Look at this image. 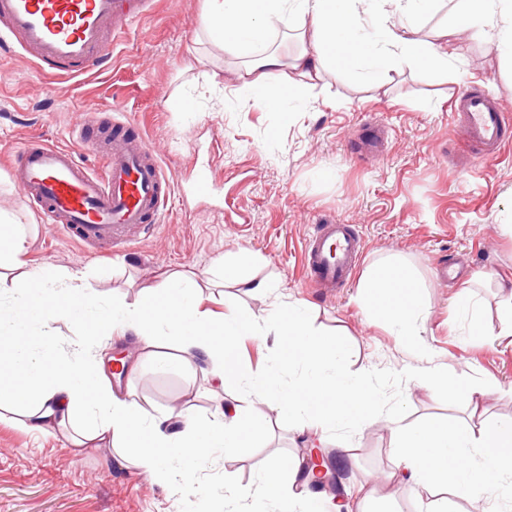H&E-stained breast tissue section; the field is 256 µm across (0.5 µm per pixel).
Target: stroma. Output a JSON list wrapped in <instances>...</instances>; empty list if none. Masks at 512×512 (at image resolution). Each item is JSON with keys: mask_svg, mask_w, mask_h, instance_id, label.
<instances>
[{"mask_svg": "<svg viewBox=\"0 0 512 512\" xmlns=\"http://www.w3.org/2000/svg\"><path fill=\"white\" fill-rule=\"evenodd\" d=\"M203 6L153 0L113 45L110 63L79 78L42 74L0 45V215L25 232L30 266L86 276L106 301L121 304L137 301L167 271L192 277L201 309L215 316L228 302L257 312L302 302L315 329L345 340L346 371L375 372L382 408H399L413 427L436 415L467 421L447 395L404 379L406 367L421 364L408 337L354 300L364 272L394 258L417 281L418 327L433 362L456 382L498 381L503 392L486 398L485 417L512 418V338L471 334L456 307L467 289L485 323L500 326L508 314L498 285L512 280V146L468 175L473 148L450 114L471 86L512 108V58L483 38H462L443 72L393 67L374 87L339 67L303 87L288 108L244 109L232 76L236 59L199 29ZM109 111L145 137L173 185L153 235L85 246L28 204L11 176L10 152L32 136L75 146L83 119ZM202 167L217 184L208 198L190 191ZM321 224L353 225L363 242L352 276L330 293L312 287L302 267V248ZM223 263L267 282L269 291L243 293L221 279ZM112 350L128 353L138 371L122 380L156 410L187 407L204 422L217 404L245 396L212 388L199 365H156L132 337H114ZM255 416L260 452L304 458L288 414L264 406ZM341 448L349 451L341 468L361 512H420L414 486L388 478L397 450L384 427H337L324 453L332 460ZM228 475L251 484L250 460L215 454L197 470L202 490L191 496L117 465L106 450L73 454L63 433L0 422V512H224Z\"/></svg>", "mask_w": 512, "mask_h": 512, "instance_id": "stroma-1", "label": "stroma"}]
</instances>
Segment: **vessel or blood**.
Returning a JSON list of instances; mask_svg holds the SVG:
<instances>
[{
    "label": "vessel or blood",
    "instance_id": "1",
    "mask_svg": "<svg viewBox=\"0 0 512 512\" xmlns=\"http://www.w3.org/2000/svg\"><path fill=\"white\" fill-rule=\"evenodd\" d=\"M136 10L133 0H0V42L33 52L39 69L76 77L100 69L112 56ZM452 119L467 140L480 145L473 163L501 149L512 136V112L495 97L468 89L452 107ZM108 118L80 128L79 149L26 140L12 155L11 174L26 200L80 244H110L146 228L164 209L170 187L160 163L139 139L114 137L112 158L92 171L87 158L100 154ZM359 236L342 224H327L304 250L308 278L332 288L347 279L360 255Z\"/></svg>",
    "mask_w": 512,
    "mask_h": 512
}]
</instances>
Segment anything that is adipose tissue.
Masks as SVG:
<instances>
[{
	"label": "adipose tissue",
	"instance_id": "obj_1",
	"mask_svg": "<svg viewBox=\"0 0 512 512\" xmlns=\"http://www.w3.org/2000/svg\"><path fill=\"white\" fill-rule=\"evenodd\" d=\"M435 0H204L202 30L225 56H246L236 77L255 91L265 105L281 106L291 96L289 71L300 78L322 79L327 61L351 66L376 86L387 72L383 59L400 67H447L455 47L451 40H422L415 21ZM460 29L490 40L512 54V0H458ZM294 31L302 48L286 55L274 35ZM9 285L13 310L0 320V421L29 430L66 432L80 454L108 449L118 464H131L161 485H178L198 493L173 463L174 453L205 464L217 451L252 450L257 429L251 405L289 411L301 425L313 428L308 443L323 440L337 426L361 430L382 422L396 447L403 450V476L424 499L422 512H447L448 499L478 500L482 493L512 501V419L451 426L433 419L409 430L400 414L380 410L374 376H352L341 368L346 347L341 338L312 330L306 309L287 303L261 313L227 305L221 319L211 320L196 304L193 281L183 273L165 274L160 286L147 288L140 301L113 306L110 314L92 316L101 297L93 283L78 275L57 276L29 268L27 238L9 222L0 223V286ZM370 314H385L396 335L413 337L425 365L407 377L418 388L447 392L450 400L479 406L498 392L495 381L449 382L430 351L419 341L416 326L420 304L416 284L401 266L388 263L367 272L355 297ZM92 321L93 328L74 348L33 349L14 336L11 324L37 321L45 325ZM130 332L142 348L157 350L162 364H203L202 375L221 389L246 388L243 400L219 406L207 423L185 409L157 414L145 405L115 394L104 376L103 348L114 333ZM272 343L274 362L249 369L238 345ZM256 480L241 488L224 482V512H321L320 495L296 494V483L310 484L303 461L251 457Z\"/></svg>",
	"mask_w": 512,
	"mask_h": 512
}]
</instances>
